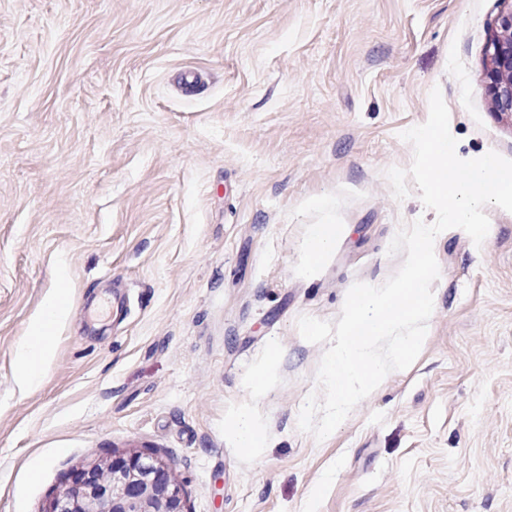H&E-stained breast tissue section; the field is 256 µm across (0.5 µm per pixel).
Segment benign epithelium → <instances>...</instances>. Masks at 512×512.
I'll use <instances>...</instances> for the list:
<instances>
[{"label": "benign epithelium", "instance_id": "benign-epithelium-1", "mask_svg": "<svg viewBox=\"0 0 512 512\" xmlns=\"http://www.w3.org/2000/svg\"><path fill=\"white\" fill-rule=\"evenodd\" d=\"M487 57L493 105L512 114V9L499 15ZM67 481L42 512H186L171 464L153 453L101 457L74 468Z\"/></svg>", "mask_w": 512, "mask_h": 512}]
</instances>
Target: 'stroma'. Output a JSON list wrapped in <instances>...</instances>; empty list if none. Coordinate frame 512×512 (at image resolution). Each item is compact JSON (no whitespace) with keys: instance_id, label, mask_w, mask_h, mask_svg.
Returning <instances> with one entry per match:
<instances>
[{"instance_id":"35a3bbf8","label":"stroma","mask_w":512,"mask_h":512,"mask_svg":"<svg viewBox=\"0 0 512 512\" xmlns=\"http://www.w3.org/2000/svg\"><path fill=\"white\" fill-rule=\"evenodd\" d=\"M506 0H0V512L167 459L187 512H512V212L440 233L421 352L326 439L299 431L349 289L436 214L388 169L440 89L460 159L512 160L485 48ZM200 75L193 94L182 74ZM336 241L308 268L310 235ZM67 315L38 386L18 351ZM278 357H271V350ZM263 374L264 385L253 379ZM248 409L263 443L238 448Z\"/></svg>"}]
</instances>
